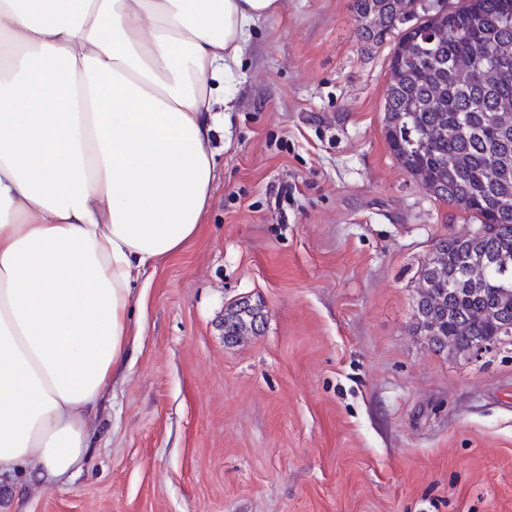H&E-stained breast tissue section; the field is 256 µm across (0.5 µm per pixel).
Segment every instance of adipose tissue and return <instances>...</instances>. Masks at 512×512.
<instances>
[{
	"label": "adipose tissue",
	"instance_id": "ef3b65f1",
	"mask_svg": "<svg viewBox=\"0 0 512 512\" xmlns=\"http://www.w3.org/2000/svg\"><path fill=\"white\" fill-rule=\"evenodd\" d=\"M282 0H0V478L88 460L149 265L201 229L224 85Z\"/></svg>",
	"mask_w": 512,
	"mask_h": 512
}]
</instances>
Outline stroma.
<instances>
[{
    "mask_svg": "<svg viewBox=\"0 0 512 512\" xmlns=\"http://www.w3.org/2000/svg\"><path fill=\"white\" fill-rule=\"evenodd\" d=\"M351 0H283L228 84L203 231L146 273L139 346L66 483L0 512H512V349L414 333L418 272L464 234L395 160L393 41ZM261 304L224 340V309ZM264 314L261 305L252 304L249 298H241L224 309V340L227 343H241L257 336L263 325Z\"/></svg>",
    "mask_w": 512,
    "mask_h": 512,
    "instance_id": "obj_1",
    "label": "stroma"
}]
</instances>
